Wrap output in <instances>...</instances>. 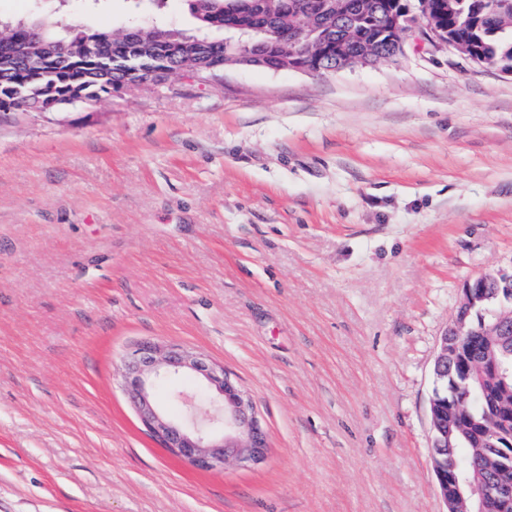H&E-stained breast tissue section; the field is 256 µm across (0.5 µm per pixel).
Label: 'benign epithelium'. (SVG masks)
I'll use <instances>...</instances> for the list:
<instances>
[{
  "label": "benign epithelium",
  "mask_w": 512,
  "mask_h": 512,
  "mask_svg": "<svg viewBox=\"0 0 512 512\" xmlns=\"http://www.w3.org/2000/svg\"><path fill=\"white\" fill-rule=\"evenodd\" d=\"M448 0H418V15L402 4L348 0L336 10L332 24L321 28L314 43L300 48L295 31L277 29L224 66L257 65L272 70L292 69L324 74L373 63L378 45L398 57L416 21L425 35L455 49L472 62L489 67L476 44L448 33L441 22L448 15ZM374 21L375 37L360 48L351 47V35ZM132 52L112 69L124 74L126 89L157 86L174 72L168 58L143 46L140 29L127 30ZM512 271L481 275L465 282L462 296L447 329L438 338L433 364L435 386L429 399L432 448L444 457L433 466L437 490L446 512H512V434L500 429L475 430L461 422L460 404L470 395L472 382L483 383L491 374L498 389L486 395L487 418L503 414L502 398L512 390V363L498 352L512 341ZM189 376L210 396L218 415L207 420L193 416L173 418L153 396L158 380ZM122 383L146 430L173 456L205 470H221L231 461L257 463L268 454L265 432L252 401L230 379L224 367L181 345L143 342L123 361ZM466 439L494 464V478L471 474L456 459L453 448Z\"/></svg>",
  "instance_id": "obj_1"
}]
</instances>
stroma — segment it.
Segmentation results:
<instances>
[{
  "label": "stroma",
  "mask_w": 512,
  "mask_h": 512,
  "mask_svg": "<svg viewBox=\"0 0 512 512\" xmlns=\"http://www.w3.org/2000/svg\"><path fill=\"white\" fill-rule=\"evenodd\" d=\"M197 33L184 0H0ZM512 269V76L445 45L235 66L0 119V512H445L437 340ZM191 347L251 397L258 464L200 471L121 360Z\"/></svg>",
  "instance_id": "1"
}]
</instances>
